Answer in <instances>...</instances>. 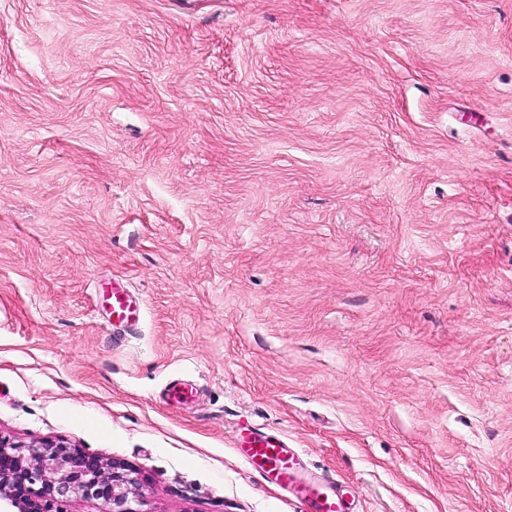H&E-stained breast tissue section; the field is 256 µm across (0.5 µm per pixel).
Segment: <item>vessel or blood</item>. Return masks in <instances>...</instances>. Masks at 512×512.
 Wrapping results in <instances>:
<instances>
[{"instance_id": "1", "label": "vessel or blood", "mask_w": 512, "mask_h": 512, "mask_svg": "<svg viewBox=\"0 0 512 512\" xmlns=\"http://www.w3.org/2000/svg\"><path fill=\"white\" fill-rule=\"evenodd\" d=\"M113 325L136 329L143 319V304L121 285H113L106 297ZM236 448L241 457L266 480L288 492L302 512H349L342 487L323 476L307 474L297 449L257 425L245 422L238 430Z\"/></svg>"}]
</instances>
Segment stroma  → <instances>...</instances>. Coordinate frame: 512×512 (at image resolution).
Listing matches in <instances>:
<instances>
[{
	"label": "stroma",
	"instance_id": "stroma-1",
	"mask_svg": "<svg viewBox=\"0 0 512 512\" xmlns=\"http://www.w3.org/2000/svg\"><path fill=\"white\" fill-rule=\"evenodd\" d=\"M245 421L352 512H512V0H0V439L299 512ZM108 310L113 325H123L131 331L136 329L143 319V304L124 286L113 284L106 296ZM236 448L241 457L266 480L288 492L302 512H349L350 504L342 487L323 476L307 474L300 453L279 437L243 422Z\"/></svg>",
	"mask_w": 512,
	"mask_h": 512
}]
</instances>
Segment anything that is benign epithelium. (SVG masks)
<instances>
[{"label": "benign epithelium", "instance_id": "1", "mask_svg": "<svg viewBox=\"0 0 512 512\" xmlns=\"http://www.w3.org/2000/svg\"><path fill=\"white\" fill-rule=\"evenodd\" d=\"M69 497L96 499L106 512H141L136 472L74 448L46 442L26 455H10L0 439V512H58Z\"/></svg>", "mask_w": 512, "mask_h": 512}]
</instances>
